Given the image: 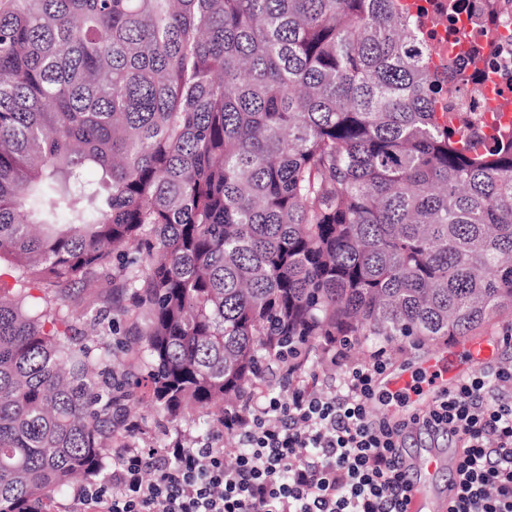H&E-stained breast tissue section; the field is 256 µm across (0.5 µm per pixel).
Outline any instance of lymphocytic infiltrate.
Returning a JSON list of instances; mask_svg holds the SVG:
<instances>
[{
	"label": "lymphocytic infiltrate",
	"mask_w": 512,
	"mask_h": 512,
	"mask_svg": "<svg viewBox=\"0 0 512 512\" xmlns=\"http://www.w3.org/2000/svg\"><path fill=\"white\" fill-rule=\"evenodd\" d=\"M344 370L334 392L292 374L287 396L264 394L225 412L241 446L226 463L217 438L190 448L124 442L112 472L77 486L82 512H407L400 437L408 425L462 446L449 512H512V366H487L441 391L408 422L376 418L370 406L388 365L385 347L351 359L327 342Z\"/></svg>",
	"instance_id": "f902f5d3"
}]
</instances>
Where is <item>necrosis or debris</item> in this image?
Listing matches in <instances>:
<instances>
[{
    "mask_svg": "<svg viewBox=\"0 0 512 512\" xmlns=\"http://www.w3.org/2000/svg\"><path fill=\"white\" fill-rule=\"evenodd\" d=\"M431 0H416L413 13L426 42L440 57H452L456 68L451 83L452 112L481 115L491 112L496 98H512V24H491L476 8L466 7L454 22L433 20ZM491 45L493 51L480 67H472L473 44Z\"/></svg>",
    "mask_w": 512,
    "mask_h": 512,
    "instance_id": "1",
    "label": "necrosis or debris"
}]
</instances>
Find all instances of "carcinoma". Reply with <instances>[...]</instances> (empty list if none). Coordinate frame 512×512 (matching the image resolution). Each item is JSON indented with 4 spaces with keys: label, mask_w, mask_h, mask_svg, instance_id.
Returning <instances> with one entry per match:
<instances>
[{
    "label": "carcinoma",
    "mask_w": 512,
    "mask_h": 512,
    "mask_svg": "<svg viewBox=\"0 0 512 512\" xmlns=\"http://www.w3.org/2000/svg\"><path fill=\"white\" fill-rule=\"evenodd\" d=\"M431 55L404 0H0V512L99 475L142 386L203 430L319 339L512 317V125Z\"/></svg>",
    "instance_id": "obj_1"
}]
</instances>
